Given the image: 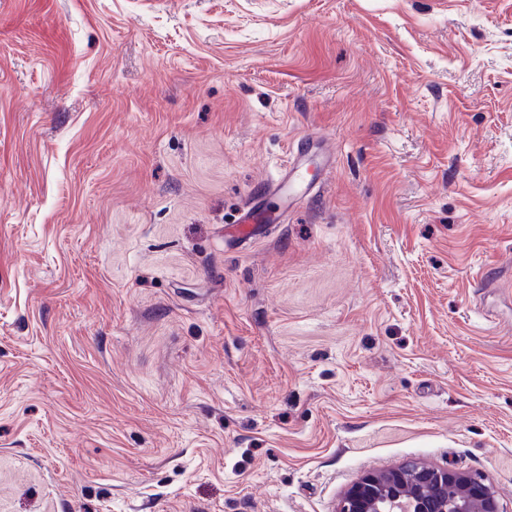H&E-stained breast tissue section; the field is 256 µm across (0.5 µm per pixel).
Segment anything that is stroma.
<instances>
[{"mask_svg": "<svg viewBox=\"0 0 512 512\" xmlns=\"http://www.w3.org/2000/svg\"><path fill=\"white\" fill-rule=\"evenodd\" d=\"M510 282L512 0H0V512H512ZM306 150H298L297 156H293L291 161L281 168L278 175L272 178L263 194H269L277 197L284 210H288L290 203L302 192L315 187L316 183L308 180V167L302 158L306 155ZM270 220L271 215L267 213L262 203V195L257 199L252 198L243 208L238 223L229 233L230 237L232 240L254 242L263 236L269 227L266 222ZM448 488L456 492L449 505ZM336 512H500V505L483 476L414 462L364 473Z\"/></svg>", "mask_w": 512, "mask_h": 512, "instance_id": "stroma-1", "label": "stroma"}]
</instances>
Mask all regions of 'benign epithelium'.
<instances>
[{"label": "benign epithelium", "mask_w": 512, "mask_h": 512, "mask_svg": "<svg viewBox=\"0 0 512 512\" xmlns=\"http://www.w3.org/2000/svg\"><path fill=\"white\" fill-rule=\"evenodd\" d=\"M336 512H500V505L483 476L414 462L364 473Z\"/></svg>", "instance_id": "7a95c632"}]
</instances>
